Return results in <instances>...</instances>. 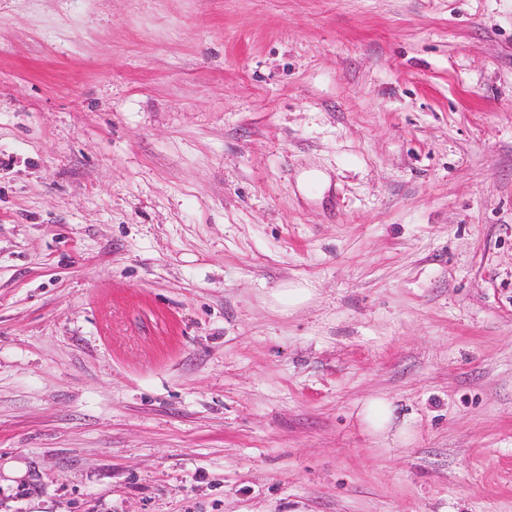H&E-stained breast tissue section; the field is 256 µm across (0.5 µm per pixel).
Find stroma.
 <instances>
[{
	"instance_id": "stroma-1",
	"label": "stroma",
	"mask_w": 512,
	"mask_h": 512,
	"mask_svg": "<svg viewBox=\"0 0 512 512\" xmlns=\"http://www.w3.org/2000/svg\"><path fill=\"white\" fill-rule=\"evenodd\" d=\"M0 512H512V0H0ZM395 408L387 399H373L368 401L362 410V421L368 429L383 439L388 436H402L396 422ZM394 431V432H393Z\"/></svg>"
}]
</instances>
